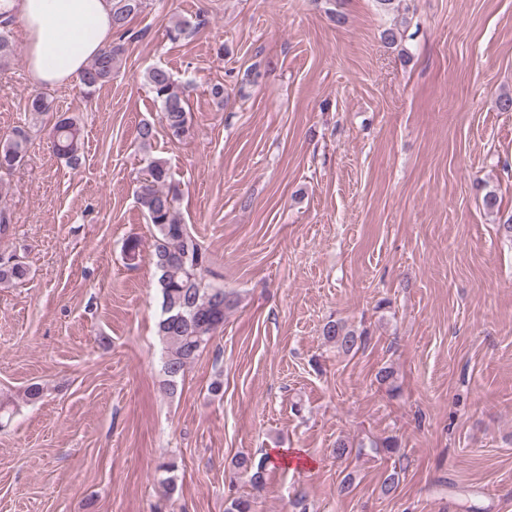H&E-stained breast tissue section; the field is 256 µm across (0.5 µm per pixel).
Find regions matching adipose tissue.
Segmentation results:
<instances>
[{
	"instance_id": "obj_1",
	"label": "adipose tissue",
	"mask_w": 512,
	"mask_h": 512,
	"mask_svg": "<svg viewBox=\"0 0 512 512\" xmlns=\"http://www.w3.org/2000/svg\"><path fill=\"white\" fill-rule=\"evenodd\" d=\"M17 16L36 86L76 80L114 38L110 0H5Z\"/></svg>"
}]
</instances>
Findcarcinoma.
<instances>
[{"label": "carcinoma", "mask_w": 512, "mask_h": 512, "mask_svg": "<svg viewBox=\"0 0 512 512\" xmlns=\"http://www.w3.org/2000/svg\"><path fill=\"white\" fill-rule=\"evenodd\" d=\"M112 29L118 40L102 49L91 60L79 77V84L87 95L93 94L112 81L120 68L124 53L123 40L129 33V22L141 14L145 0H111ZM13 20L0 8V65L14 55L10 39ZM145 80L160 105L164 125L172 136L180 138L190 128L184 90L172 73L161 66L149 68ZM27 110L34 115L53 111V100L45 92L33 94ZM53 151L70 166L81 159L82 129L74 116H58L50 129ZM28 135L19 130L0 139V172H10L22 166L28 153ZM138 204L148 223L155 228L153 264L156 268L162 299L163 317L158 323V336L165 345L162 365L166 386L173 390L200 353L224 326V316L234 305L231 293L220 287L207 286L204 279L210 273V255L203 243L191 234L175 207L176 192L171 187L167 162L156 158L149 162L147 175L135 188ZM29 270L14 254L0 252V285L25 281ZM323 339L337 349L349 353L364 343L366 332H358L340 321L330 320L322 329ZM269 458L258 460L239 455L234 467L249 478L254 487L263 484ZM225 512H255L254 501L244 496L226 499Z\"/></svg>", "instance_id": "carcinoma-1"}]
</instances>
